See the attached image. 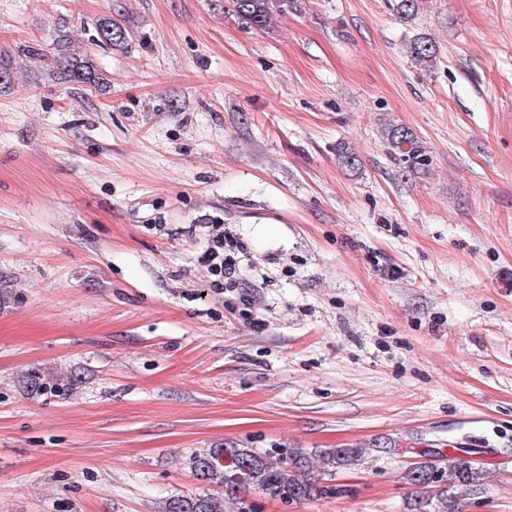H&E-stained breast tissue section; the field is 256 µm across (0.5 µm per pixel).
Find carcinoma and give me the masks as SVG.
<instances>
[{
	"label": "carcinoma",
	"mask_w": 512,
	"mask_h": 512,
	"mask_svg": "<svg viewBox=\"0 0 512 512\" xmlns=\"http://www.w3.org/2000/svg\"><path fill=\"white\" fill-rule=\"evenodd\" d=\"M290 0H228L229 11L247 23L265 29L274 17L285 11ZM101 41L121 48L127 41V31L107 17L99 23ZM53 54L58 67L55 79L63 84H81L96 90L103 87L106 78L86 56L71 48L70 42L58 38L53 42ZM414 60L428 63L435 57L432 42L417 38L411 43ZM387 140L399 152L405 169L414 172L428 166L429 157L412 130L392 125ZM366 449L353 446L328 448L312 456L302 448L286 452H258L236 443L222 448H211L192 458L195 475L202 481L224 488V494L178 496L169 501L167 512H226V502L241 503L247 493L259 492L270 499L288 503H306L325 498L337 488L325 483V477L359 464ZM486 470L471 458L448 456L447 466L441 467L429 460L428 454L414 462L403 473L405 483L421 489L411 512H462L454 490L480 494L485 490Z\"/></svg>",
	"instance_id": "carcinoma-1"
}]
</instances>
